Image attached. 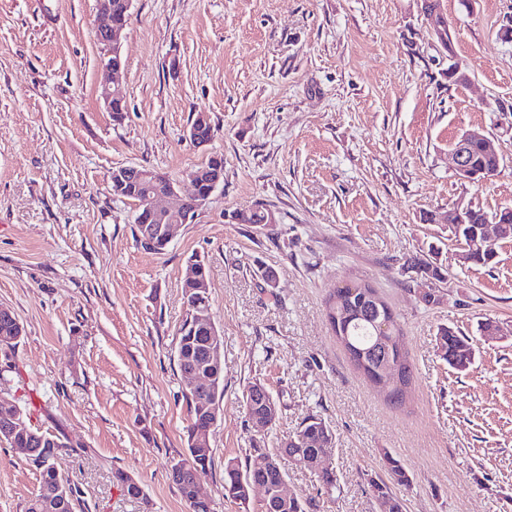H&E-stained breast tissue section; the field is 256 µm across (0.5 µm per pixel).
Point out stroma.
Returning <instances> with one entry per match:
<instances>
[{"label": "stroma", "mask_w": 512, "mask_h": 512, "mask_svg": "<svg viewBox=\"0 0 512 512\" xmlns=\"http://www.w3.org/2000/svg\"><path fill=\"white\" fill-rule=\"evenodd\" d=\"M95 4L0 0V303L25 328L0 350V395L65 441L52 462L77 512H189L169 470L190 420L175 346L194 256L224 336V417L200 481L213 512H260V492L245 505L224 497L226 460L261 458L242 402L257 380L281 405L274 436L312 415L335 435V489L282 463L309 512H384L370 482L387 451L411 478L396 490L405 512H512V335L479 331L489 319L512 328V241L461 266L451 226L424 220L459 203L512 205V0H444L467 85L445 78L417 0H133L119 125L99 97ZM199 112L214 127L202 147L187 136ZM473 127L502 157L479 183L451 158ZM214 153L224 180L210 200L162 253L141 249L112 171L149 167L187 192ZM258 206L277 223L232 222ZM411 255L443 266L438 303L403 270ZM346 281L372 285L394 313L412 365L402 406L331 330L328 303ZM443 325L470 337L468 370L442 359ZM119 469L144 499L113 483ZM39 479L0 442V512H25Z\"/></svg>", "instance_id": "obj_1"}]
</instances>
